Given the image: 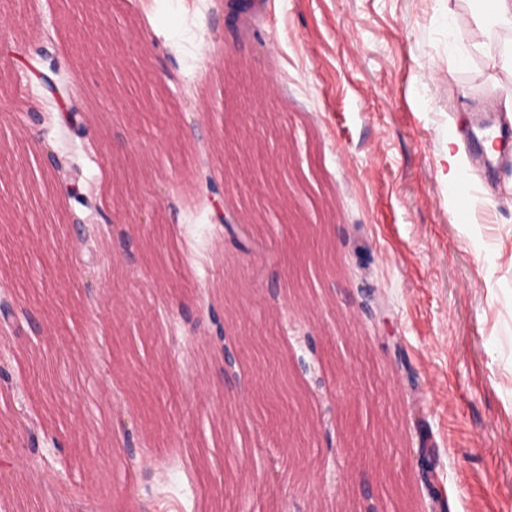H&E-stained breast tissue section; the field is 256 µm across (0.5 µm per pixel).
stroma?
I'll use <instances>...</instances> for the list:
<instances>
[{"label": "stroma", "mask_w": 512, "mask_h": 512, "mask_svg": "<svg viewBox=\"0 0 512 512\" xmlns=\"http://www.w3.org/2000/svg\"><path fill=\"white\" fill-rule=\"evenodd\" d=\"M81 2L66 29L58 0H29L25 24L0 10V295L52 326L36 342L0 331V363L22 371L0 385V512H433L422 447L446 512H512V311L489 295L512 289V158L485 169L466 135L470 113L512 119V84L494 82L493 50L457 61L451 43L471 42L459 0H271L237 28L224 0H155L147 23L146 0ZM50 34L96 139L87 150L57 111L54 147L94 203L88 222L107 212L133 243L129 259L97 248L107 320L29 119L46 91L28 49ZM452 128L471 195L492 200L480 240L448 206ZM210 182L228 210L270 182L289 195L253 224L254 254L217 234ZM364 286L384 318L364 311ZM205 301L229 309L244 355L273 339L309 398L304 422L255 405L257 376L224 379L208 345L182 363L181 316ZM32 408L57 440L33 453ZM129 419L188 454L198 486L170 471L143 499ZM272 441L304 453L280 468L261 454ZM335 448L346 456L323 466Z\"/></svg>", "instance_id": "obj_1"}]
</instances>
